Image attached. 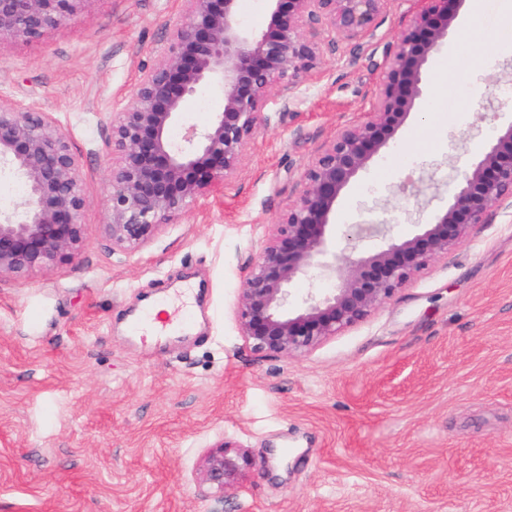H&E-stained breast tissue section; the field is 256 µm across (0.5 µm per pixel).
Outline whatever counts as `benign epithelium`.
I'll use <instances>...</instances> for the list:
<instances>
[{
	"label": "benign epithelium",
	"instance_id": "1",
	"mask_svg": "<svg viewBox=\"0 0 512 512\" xmlns=\"http://www.w3.org/2000/svg\"><path fill=\"white\" fill-rule=\"evenodd\" d=\"M87 0H0V45L33 40L82 11ZM188 21L112 118L111 191L105 235L112 251L145 247L176 217L240 172L264 121L271 91L292 90L317 73L326 45L362 43L393 0H267L270 23L256 30L238 0H181ZM410 26L383 57V84L366 121L344 126L304 172V189L250 262L236 311L241 335L263 353L304 355L365 320L395 292L448 255L469 227L512 201V120L455 178L448 202L409 214L414 230L353 224L336 262V207L351 183L388 147L420 103L433 56L457 25L464 0H420ZM221 90L222 108L191 128L180 145L171 131L185 100L204 86ZM25 187V200L0 209V278L27 279L78 257L88 199L79 159L59 124L41 109L0 98V174ZM314 270L334 279L292 298L290 285ZM227 442L204 459L202 482L224 493L240 469Z\"/></svg>",
	"mask_w": 512,
	"mask_h": 512
}]
</instances>
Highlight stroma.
I'll return each mask as SVG.
<instances>
[{
	"mask_svg": "<svg viewBox=\"0 0 512 512\" xmlns=\"http://www.w3.org/2000/svg\"><path fill=\"white\" fill-rule=\"evenodd\" d=\"M505 0L461 11L425 93L387 153L354 181L338 224L439 207L433 177L465 167L512 88ZM393 0L372 42L336 41L320 73L276 87L235 179L166 224L140 252L113 251V113L186 22L180 0H89L39 39L0 46V98L50 113L88 197L75 260L0 279V512H512V206L469 228L447 256L367 319L301 357L255 351L236 319L245 270L303 174L345 125L364 120L384 48L410 25ZM222 106L201 88L171 136ZM196 288L197 328L133 337L144 300ZM246 458L215 497L210 447Z\"/></svg>",
	"mask_w": 512,
	"mask_h": 512,
	"instance_id": "stroma-1",
	"label": "stroma"
}]
</instances>
